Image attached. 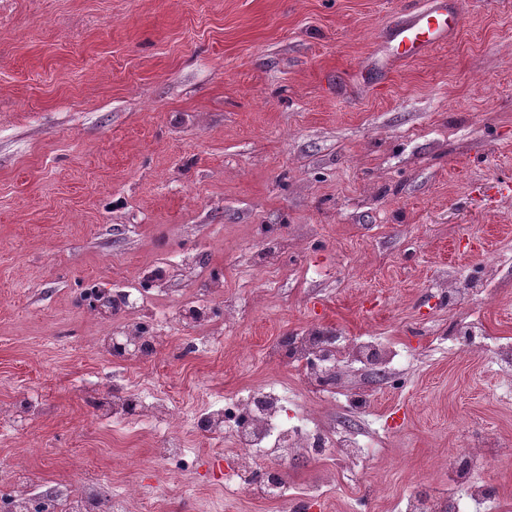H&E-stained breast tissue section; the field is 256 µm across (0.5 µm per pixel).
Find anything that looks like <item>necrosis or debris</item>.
Masks as SVG:
<instances>
[{"mask_svg": "<svg viewBox=\"0 0 512 512\" xmlns=\"http://www.w3.org/2000/svg\"><path fill=\"white\" fill-rule=\"evenodd\" d=\"M339 341V336L309 330L289 337L279 356L302 375L310 392L324 395L335 392L338 353L374 366L382 373L403 371L412 363L403 352L371 339L358 340L344 348ZM292 397L288 384L277 382L243 391L231 399L202 403L195 420L197 429L210 436L216 445L228 440L238 450L235 465L224 478L225 488L263 498L279 463L299 458L361 456L368 451L370 439L352 437L348 426L326 425L309 413L289 416L288 402ZM111 413L117 419L143 417L159 423L173 416L167 404L147 388L113 397ZM483 456V449H468L469 466L459 475L466 486L464 493L414 497L406 501L403 512H480L492 499V488L490 484L472 481L468 469L481 462ZM99 499L100 484L93 479L85 480L74 492L32 490L18 484L6 496H0V512H34L40 505L46 506L48 512H97Z\"/></svg>", "mask_w": 512, "mask_h": 512, "instance_id": "4bbe7bcc", "label": "necrosis or debris"}]
</instances>
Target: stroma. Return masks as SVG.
Listing matches in <instances>:
<instances>
[{"label": "stroma", "instance_id": "stroma-1", "mask_svg": "<svg viewBox=\"0 0 512 512\" xmlns=\"http://www.w3.org/2000/svg\"><path fill=\"white\" fill-rule=\"evenodd\" d=\"M410 0H0V473L104 481L125 512H399L453 489L460 450L512 512V0H458L455 38L388 69ZM451 281L453 293L437 291ZM145 284L153 325L223 286L204 332L169 325L120 359L93 291ZM483 324L496 345L455 339ZM373 336L413 359L363 369L356 429L373 458L281 465L282 499L224 488L235 450L91 405L151 383L179 410L270 381L269 351L307 327ZM204 335L210 346L171 361Z\"/></svg>", "mask_w": 512, "mask_h": 512}]
</instances>
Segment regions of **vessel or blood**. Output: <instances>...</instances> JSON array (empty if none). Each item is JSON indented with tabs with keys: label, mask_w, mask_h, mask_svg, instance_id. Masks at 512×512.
<instances>
[{
	"label": "vessel or blood",
	"mask_w": 512,
	"mask_h": 512,
	"mask_svg": "<svg viewBox=\"0 0 512 512\" xmlns=\"http://www.w3.org/2000/svg\"><path fill=\"white\" fill-rule=\"evenodd\" d=\"M459 22L458 0H424L412 6L393 30L395 61L427 55L455 34Z\"/></svg>",
	"instance_id": "vessel-or-blood-1"
}]
</instances>
